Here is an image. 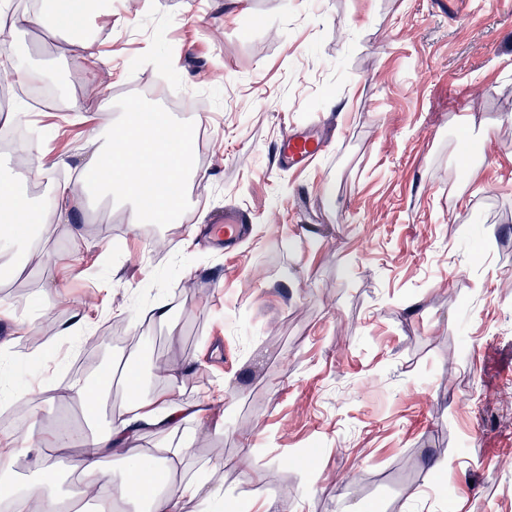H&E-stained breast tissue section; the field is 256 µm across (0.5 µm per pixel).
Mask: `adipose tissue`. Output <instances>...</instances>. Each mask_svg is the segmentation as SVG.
<instances>
[{
    "mask_svg": "<svg viewBox=\"0 0 512 512\" xmlns=\"http://www.w3.org/2000/svg\"><path fill=\"white\" fill-rule=\"evenodd\" d=\"M71 0H41L38 11L14 16L13 32L39 28L45 40H55L62 26L73 23L69 10ZM202 119L193 114L185 121H171L157 111L136 104L125 107L119 123L101 121L97 127L98 143L80 160L57 154L49 155L35 148L25 171L0 168V246L27 243L33 236L49 238L55 225L77 219L85 210L88 188L103 195L127 201L134 206L129 233H138L145 224L169 223L178 207L187 178L206 180V171L193 164L184 149L180 132L184 127H197ZM78 166L84 179L63 183L55 191V204L42 216L38 228H31L28 215L34 203L16 190L18 183L35 180L50 168ZM160 386L159 392L144 390L141 376L125 373L123 384L128 404L111 417L107 427L85 442L82 450L69 458L70 469L79 474L83 485L94 491L96 512H113L115 502L147 499L148 512H180L185 496L200 499L205 505L218 502L221 490L215 489L210 477L217 467L204 465L199 475L185 483L174 484L172 477L190 456V444L162 448L151 457L129 454V447L145 432L167 439L185 424L202 422L216 434L223 433L224 419L209 406L184 401L178 392V376L174 369L158 368L151 374ZM126 451L121 476H113L107 462L119 451ZM39 477L36 491H15L0 485V492L15 494L19 512H60L55 464L50 457L37 455L30 463Z\"/></svg>",
    "mask_w": 512,
    "mask_h": 512,
    "instance_id": "obj_1",
    "label": "adipose tissue"
}]
</instances>
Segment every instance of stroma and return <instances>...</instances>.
<instances>
[{
    "label": "stroma",
    "instance_id": "35a3bbf8",
    "mask_svg": "<svg viewBox=\"0 0 512 512\" xmlns=\"http://www.w3.org/2000/svg\"><path fill=\"white\" fill-rule=\"evenodd\" d=\"M90 25L93 65L69 35H13L59 98L14 97L27 147L80 156L140 88L201 110L210 178L167 250L102 202L30 242L55 287L0 252V371L35 390L0 398V437L62 418L90 435L125 370L170 358L185 401L224 411L223 435L179 434L181 478L231 460L221 512H512V0H112ZM292 128L327 141L301 173L275 163ZM229 207L247 233L214 243ZM78 320L113 376L92 414L63 391L83 354L58 329Z\"/></svg>",
    "mask_w": 512,
    "mask_h": 512
}]
</instances>
